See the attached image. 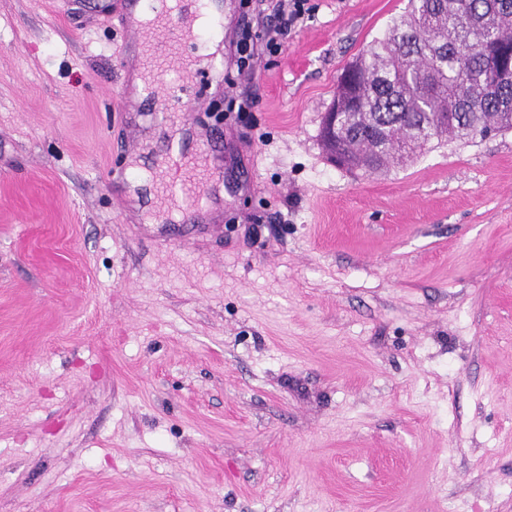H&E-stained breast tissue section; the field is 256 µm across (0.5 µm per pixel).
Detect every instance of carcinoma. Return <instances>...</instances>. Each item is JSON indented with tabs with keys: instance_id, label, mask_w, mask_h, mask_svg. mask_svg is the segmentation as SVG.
I'll list each match as a JSON object with an SVG mask.
<instances>
[{
	"instance_id": "1",
	"label": "carcinoma",
	"mask_w": 512,
	"mask_h": 512,
	"mask_svg": "<svg viewBox=\"0 0 512 512\" xmlns=\"http://www.w3.org/2000/svg\"><path fill=\"white\" fill-rule=\"evenodd\" d=\"M358 104L344 143L365 150L375 172L444 136L512 130V85L495 83L512 62V0H409L357 59Z\"/></svg>"
}]
</instances>
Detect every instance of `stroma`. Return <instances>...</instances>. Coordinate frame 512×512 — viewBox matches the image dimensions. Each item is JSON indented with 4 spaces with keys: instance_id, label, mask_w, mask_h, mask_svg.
<instances>
[{
    "instance_id": "1",
    "label": "stroma",
    "mask_w": 512,
    "mask_h": 512,
    "mask_svg": "<svg viewBox=\"0 0 512 512\" xmlns=\"http://www.w3.org/2000/svg\"><path fill=\"white\" fill-rule=\"evenodd\" d=\"M114 3L0 0V512H512V130L332 165L408 0H310L248 112L200 79L222 201L164 227ZM354 70L348 69L343 73L340 88L336 93V99L328 112H325L321 122V139L328 153L330 162L341 169L348 168L347 156L343 153L337 141V131L340 116L343 112H336L353 98Z\"/></svg>"
}]
</instances>
